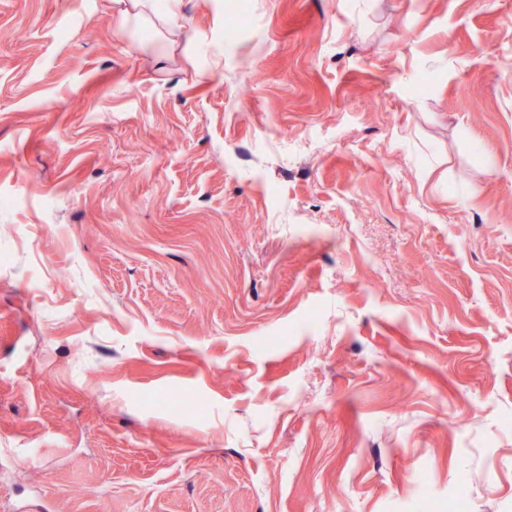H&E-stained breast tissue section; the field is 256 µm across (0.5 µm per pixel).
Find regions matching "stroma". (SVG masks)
<instances>
[{"label":"stroma","mask_w":512,"mask_h":512,"mask_svg":"<svg viewBox=\"0 0 512 512\" xmlns=\"http://www.w3.org/2000/svg\"><path fill=\"white\" fill-rule=\"evenodd\" d=\"M157 2L0 0V512H512V0Z\"/></svg>","instance_id":"stroma-1"}]
</instances>
